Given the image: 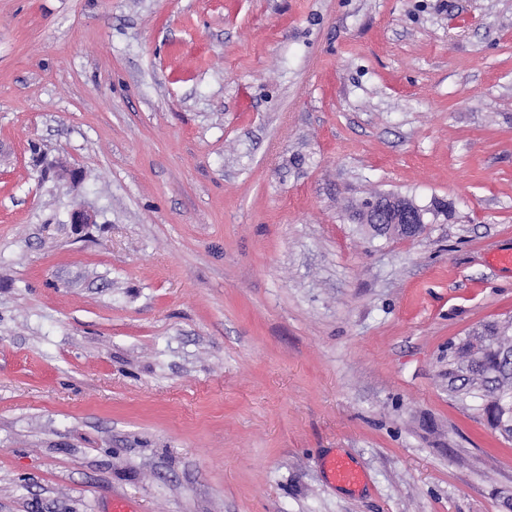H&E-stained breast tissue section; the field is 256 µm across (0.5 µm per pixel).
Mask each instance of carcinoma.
Masks as SVG:
<instances>
[{"label": "carcinoma", "mask_w": 512, "mask_h": 512, "mask_svg": "<svg viewBox=\"0 0 512 512\" xmlns=\"http://www.w3.org/2000/svg\"><path fill=\"white\" fill-rule=\"evenodd\" d=\"M512 354V322L494 325L471 336L448 355V382L453 391L486 400L492 428H497L498 400L512 392L508 357Z\"/></svg>", "instance_id": "cac0c4a2"}]
</instances>
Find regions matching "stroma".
I'll list each match as a JSON object with an SVG mask.
<instances>
[{
	"label": "stroma",
	"mask_w": 512,
	"mask_h": 512,
	"mask_svg": "<svg viewBox=\"0 0 512 512\" xmlns=\"http://www.w3.org/2000/svg\"><path fill=\"white\" fill-rule=\"evenodd\" d=\"M502 249L512 0H0V512H512ZM357 211V223L363 224L369 234L381 233L389 240L419 236L430 212L411 198L380 193L364 200ZM511 350L512 322L507 321L477 336H470L448 355V382L453 391L462 395H479L486 400L488 419L495 430H498V400L500 396H508L510 391L512 396V373H509L508 361ZM325 465L334 482L345 484L351 488L359 487L364 483V475L343 457H330L326 460Z\"/></svg>",
	"instance_id": "35a3bbf8"
}]
</instances>
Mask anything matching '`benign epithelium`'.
Listing matches in <instances>:
<instances>
[{"instance_id": "1", "label": "benign epithelium", "mask_w": 512, "mask_h": 512, "mask_svg": "<svg viewBox=\"0 0 512 512\" xmlns=\"http://www.w3.org/2000/svg\"><path fill=\"white\" fill-rule=\"evenodd\" d=\"M429 209L413 199L397 194H375L364 200L355 215L357 223L368 233H380L389 240L409 239L419 236Z\"/></svg>"}]
</instances>
